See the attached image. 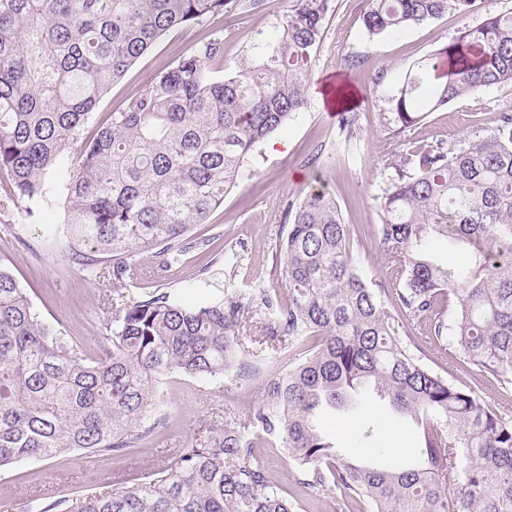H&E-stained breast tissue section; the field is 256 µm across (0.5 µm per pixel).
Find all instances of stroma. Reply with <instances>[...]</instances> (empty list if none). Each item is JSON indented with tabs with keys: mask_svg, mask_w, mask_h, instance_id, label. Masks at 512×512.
Listing matches in <instances>:
<instances>
[{
	"mask_svg": "<svg viewBox=\"0 0 512 512\" xmlns=\"http://www.w3.org/2000/svg\"><path fill=\"white\" fill-rule=\"evenodd\" d=\"M289 6V0H228L223 15L171 31L112 85L86 132H93L107 113L121 110L150 77L172 66L201 40L222 39L224 58L214 63L213 70L219 76L232 73L251 61L254 45L283 20ZM364 9V0H334L311 65L306 109L256 148L245 175L226 192L208 223L193 226L192 247L184 263L163 271L152 254L140 255L147 275L134 285L135 296L165 288L194 302L221 295L224 280L230 277L254 313L248 334L262 335L267 326L259 317L262 292L281 277L280 245L288 234L285 212L314 188L335 197L351 228L355 259L363 274L372 280L383 278L385 255L375 233L381 222L377 198L390 175L393 153L408 142H455L486 129L500 113L512 112V84L459 97L405 131L387 121L388 98L417 61L452 42L464 23L475 24L487 14L510 10L512 0H475L468 18L447 14L374 40L364 30ZM348 58L356 59L355 68L346 69ZM335 76L352 96L351 102L339 107L354 117L356 131L349 138L341 134L338 118L330 115L323 92ZM61 221V210L49 212L25 199L0 207V258L8 260L43 319L92 357L108 344L112 308L103 303L94 278L51 240V227ZM228 252L237 255L236 266L225 265ZM278 371V366L269 365L241 383L229 378L221 383L173 378L165 386L173 415L162 437L123 456L75 454L18 463L0 472V502H11L14 512H23L26 502L35 497L54 500L108 491L116 483L133 486L160 461L163 449L195 445L213 422L243 420L262 403L264 385ZM366 424L374 425V445L390 461L407 459L419 446L411 420L393 415L375 399L364 408L326 412L318 419L321 431L337 447L360 456L367 453L361 439ZM262 458L302 501L305 512H331L313 490L296 485L293 468L277 450L263 449Z\"/></svg>",
	"mask_w": 512,
	"mask_h": 512,
	"instance_id": "stroma-1",
	"label": "stroma"
}]
</instances>
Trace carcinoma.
<instances>
[{
  "label": "carcinoma",
  "instance_id": "carcinoma-1",
  "mask_svg": "<svg viewBox=\"0 0 512 512\" xmlns=\"http://www.w3.org/2000/svg\"><path fill=\"white\" fill-rule=\"evenodd\" d=\"M376 38L472 0H366ZM228 0H0V178L5 198L62 207L60 249L112 285L110 348L86 360L45 322L0 260V471L27 460L126 455L171 418L162 385L174 375L246 381L290 351L266 399L236 426L176 448L130 488L33 500L29 512H298L265 466L277 448L296 483L336 512H512V113L444 145L401 150L377 197L386 277L369 282L336 200L313 190L288 207L279 289L264 315L288 347L240 335L243 296L194 305L170 292L128 294L152 253L183 262L188 233L243 176L258 143L307 107L309 69L332 0H291L251 62L218 78L219 38L201 41L111 112L90 114L167 32L224 13ZM512 83V11L467 25L422 57L391 98L404 131L463 95ZM442 242L470 259L437 260ZM483 385L448 376V359ZM374 393L416 425L421 446L400 464L344 456L319 413Z\"/></svg>",
  "mask_w": 512,
  "mask_h": 512
}]
</instances>
